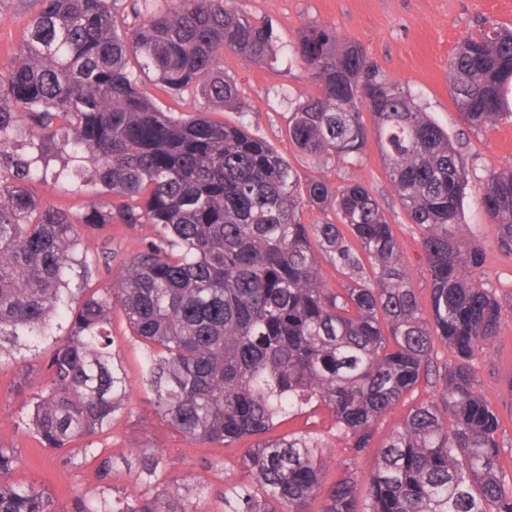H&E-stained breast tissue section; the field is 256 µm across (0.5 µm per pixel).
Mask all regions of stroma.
Here are the masks:
<instances>
[{"instance_id":"stroma-1","label":"stroma","mask_w":512,"mask_h":512,"mask_svg":"<svg viewBox=\"0 0 512 512\" xmlns=\"http://www.w3.org/2000/svg\"><path fill=\"white\" fill-rule=\"evenodd\" d=\"M236 7L249 18L272 27L277 61L258 64L233 52L224 54V71L237 84L244 104L240 110H210L195 91L174 96L153 82H145V95L161 110L173 115L206 113L210 120L246 127L261 137L290 164L301 180L323 177L342 185L359 182L380 203L392 224L401 257L421 305L430 300V274L422 248V230L411 224L395 192L385 177L376 143H369L361 160L339 163L331 158L312 157L300 152L288 138V115L298 101L316 94L317 85L293 53L300 28L327 25L338 39L363 48L389 79L408 90L430 117L447 131L460 150L468 170V186L459 222L452 232L475 244L484 262L475 275L488 283L501 300L512 299V256L498 244L497 229L489 224L480 204L484 178L493 171L512 166V121L503 120L481 129L469 127L455 107L448 88V59L458 43L477 34L491 21L512 29V0H236ZM32 195L42 204L83 215L95 203L120 209L123 198L88 184L82 188L51 182H35ZM151 224L112 223L80 228L81 250L86 253L90 288L108 287L121 265L136 253L143 240L153 238ZM110 249L111 261L102 258ZM109 332L111 349L121 362L129 397L115 412L102 432L80 440L73 463H64L61 452L41 447L31 431L19 421L28 412L31 394L40 391L47 379V359L55 341H42L29 352L25 367L0 362V438L21 452V464L11 483H37L45 487L57 503L69 505L82 491L98 490L101 483L97 465L112 460L108 493L126 497L138 489L135 472L124 464L131 446L149 448L161 457L167 478H195V495L200 512H224V488L246 480L241 458L250 446L242 439L225 446L219 443L190 442L162 417L151 402L145 382L147 348L132 335L121 310H113ZM476 386L491 403L501 420L498 439L502 446L500 466L512 475V397L505 388L512 380V319H506L494 346L478 353L475 361ZM441 385L435 378L421 379L416 386L376 422L373 445L386 441L400 428L416 405L436 399ZM274 435L311 434L332 445L337 459L357 457L355 478L365 483L372 453L355 455L351 438L341 435L332 411L315 402L302 411L281 418Z\"/></svg>"}]
</instances>
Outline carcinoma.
I'll use <instances>...</instances> for the list:
<instances>
[{"label":"carcinoma","instance_id":"1","mask_svg":"<svg viewBox=\"0 0 512 512\" xmlns=\"http://www.w3.org/2000/svg\"><path fill=\"white\" fill-rule=\"evenodd\" d=\"M140 0L142 23L119 19L116 0H19L27 22L0 72V362L67 334L47 361L31 423L42 447L108 425L127 396L110 350L112 309L150 350L146 382L157 410L195 443L245 437V482L224 487V512H512L501 472L499 417L476 390V354L500 335L503 306L466 272L482 251L448 233L458 223L467 172L445 132L367 54L311 25L295 54L318 86L292 112L288 136L303 153L360 159L375 136L386 175L423 231L430 317L401 260L379 202L358 182H301L265 140L203 116L178 118L141 90L151 75L172 93L201 92L214 108L241 105L224 75V51L275 60L273 30L234 0ZM452 99L469 126L512 120V31L495 23L465 39L448 62ZM371 123H366L364 113ZM125 199L80 217L38 203L32 181L86 182ZM481 204L512 254V168L490 173ZM330 206L336 223L305 224L304 205ZM153 224L155 237L108 288L69 306L75 275L88 274L80 224ZM351 234L359 249L346 238ZM351 283L326 285L316 250ZM453 359L438 368L437 400L411 409L375 450L368 504L306 435L269 437L279 418L320 400L368 449L376 421L429 372L435 342ZM21 457L0 441V512H193L180 487L160 481L161 459L130 449L146 490L115 502L82 492L59 506L42 486L10 483ZM324 495L321 506L309 505Z\"/></svg>","mask_w":512,"mask_h":512}]
</instances>
